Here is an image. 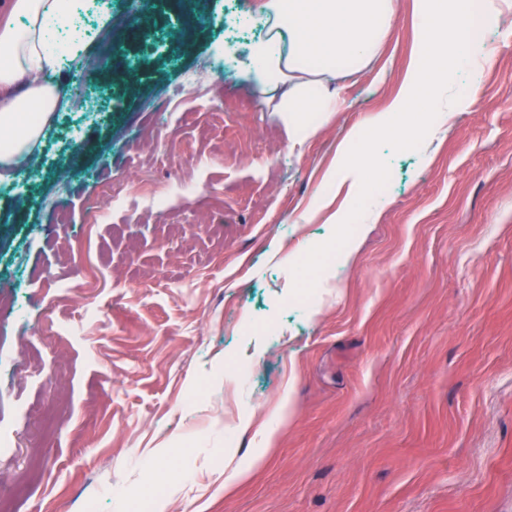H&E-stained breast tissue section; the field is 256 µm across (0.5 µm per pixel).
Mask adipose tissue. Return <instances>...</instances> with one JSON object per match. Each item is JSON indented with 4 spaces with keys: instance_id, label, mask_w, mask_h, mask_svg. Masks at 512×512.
<instances>
[{
    "instance_id": "ef3b65f1",
    "label": "adipose tissue",
    "mask_w": 512,
    "mask_h": 512,
    "mask_svg": "<svg viewBox=\"0 0 512 512\" xmlns=\"http://www.w3.org/2000/svg\"><path fill=\"white\" fill-rule=\"evenodd\" d=\"M504 0H413L414 37L404 78L387 107L373 113L337 147L325 177L328 192L346 191L338 226L356 222L371 186L387 173L375 141L389 132L404 146L426 147L444 136L448 115L477 100L480 79L493 59L482 30L502 13ZM399 0H264L270 36L250 50L258 95L277 94L295 145L313 136L322 120L341 111L336 88L392 42ZM72 0H12L0 18V183L31 162L54 112L66 95L41 77L63 55L84 56L86 42L53 43V25L70 24Z\"/></svg>"
}]
</instances>
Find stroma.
<instances>
[{"instance_id":"stroma-1","label":"stroma","mask_w":512,"mask_h":512,"mask_svg":"<svg viewBox=\"0 0 512 512\" xmlns=\"http://www.w3.org/2000/svg\"><path fill=\"white\" fill-rule=\"evenodd\" d=\"M260 3L149 0L134 18L106 0V36L77 20L109 51L100 105L54 73L77 139L50 129L42 171L0 193L8 512H127L132 494L164 512H512V13L477 104L427 157L380 141L387 184L341 266L346 233L303 216L395 92L412 2L300 148L252 90L261 31L226 25ZM285 400L263 462L225 489V448L260 446L240 419Z\"/></svg>"}]
</instances>
